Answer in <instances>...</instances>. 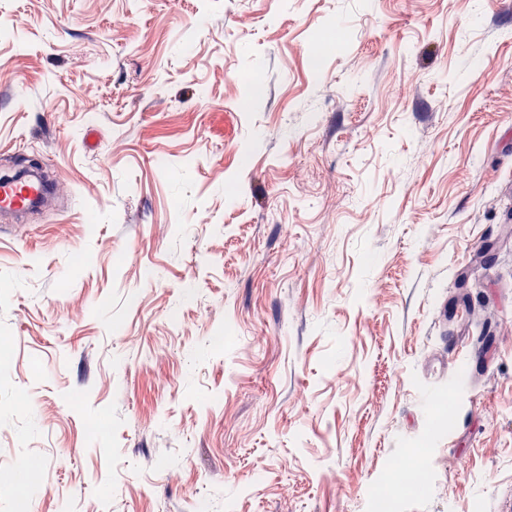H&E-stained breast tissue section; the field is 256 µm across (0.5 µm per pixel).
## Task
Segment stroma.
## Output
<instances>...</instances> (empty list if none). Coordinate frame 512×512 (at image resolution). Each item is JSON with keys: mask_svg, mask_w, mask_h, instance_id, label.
I'll use <instances>...</instances> for the list:
<instances>
[{"mask_svg": "<svg viewBox=\"0 0 512 512\" xmlns=\"http://www.w3.org/2000/svg\"><path fill=\"white\" fill-rule=\"evenodd\" d=\"M14 159L0 512H512V0H0ZM54 188L44 186L43 183L34 181L23 175L17 177H1L0 179V213L22 214L33 208L39 207L48 201ZM387 479L391 483L408 489L426 481L427 474L422 469L410 468L404 459L394 457L387 466Z\"/></svg>", "mask_w": 512, "mask_h": 512, "instance_id": "stroma-1", "label": "stroma"}]
</instances>
